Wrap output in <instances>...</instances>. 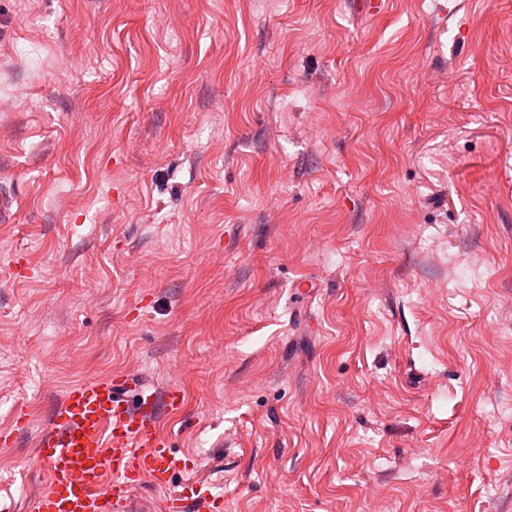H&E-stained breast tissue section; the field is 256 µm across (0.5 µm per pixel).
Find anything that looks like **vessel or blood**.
Returning <instances> with one entry per match:
<instances>
[{
  "instance_id": "vessel-or-blood-1",
  "label": "vessel or blood",
  "mask_w": 512,
  "mask_h": 512,
  "mask_svg": "<svg viewBox=\"0 0 512 512\" xmlns=\"http://www.w3.org/2000/svg\"><path fill=\"white\" fill-rule=\"evenodd\" d=\"M183 404L179 389L160 396L129 373L70 387L37 441L47 486L28 500L27 512H129L133 490L148 485L171 488L165 512H220L223 498L206 484H171L186 464L157 416Z\"/></svg>"
}]
</instances>
